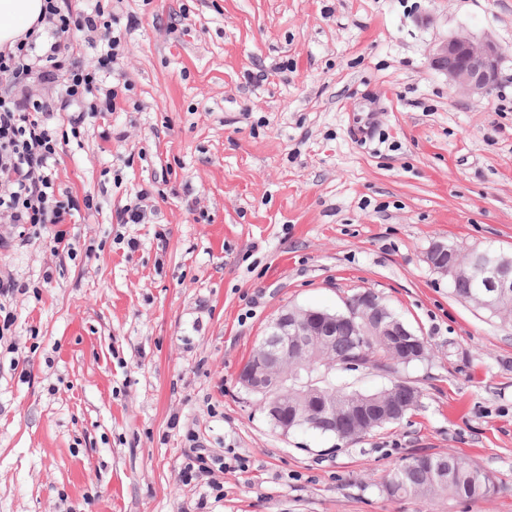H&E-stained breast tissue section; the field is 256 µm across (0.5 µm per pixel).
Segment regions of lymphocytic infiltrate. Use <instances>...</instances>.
<instances>
[{
  "label": "lymphocytic infiltrate",
  "mask_w": 512,
  "mask_h": 512,
  "mask_svg": "<svg viewBox=\"0 0 512 512\" xmlns=\"http://www.w3.org/2000/svg\"><path fill=\"white\" fill-rule=\"evenodd\" d=\"M102 0L82 10H73L70 0H44L38 23L13 47L0 49V247L23 227L53 226V253H72L75 244L64 226L75 213L92 210V196L62 190L54 169L59 155V138L52 120H59L79 135L90 118L116 111L123 97L122 86H107L111 66L122 47L120 36H112L86 66L75 56L83 33L108 28ZM41 74L58 85L56 96L29 94L15 99L12 88ZM184 479H207L209 489L223 492L217 479L223 472V455L214 453L197 434H188Z\"/></svg>",
  "instance_id": "f902f5d3"
}]
</instances>
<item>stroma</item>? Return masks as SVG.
<instances>
[{
    "mask_svg": "<svg viewBox=\"0 0 512 512\" xmlns=\"http://www.w3.org/2000/svg\"><path fill=\"white\" fill-rule=\"evenodd\" d=\"M131 82L59 146L57 183L96 207L52 256L0 253L29 288L0 337V512H424L385 497L414 455L489 471L512 512V329L455 297L433 243L512 253V0H119ZM503 52L484 96L430 62L453 36ZM269 78L256 82L258 71ZM145 219L116 212L140 191ZM139 247L129 251L126 243ZM370 290L429 347L398 423L346 443L281 436L238 376L289 307ZM178 426H171L172 417ZM247 471L183 482L187 432Z\"/></svg>",
    "mask_w": 512,
    "mask_h": 512,
    "instance_id": "stroma-1",
    "label": "stroma"
}]
</instances>
